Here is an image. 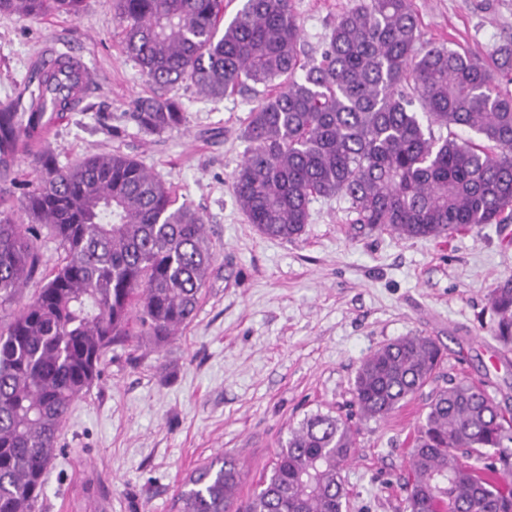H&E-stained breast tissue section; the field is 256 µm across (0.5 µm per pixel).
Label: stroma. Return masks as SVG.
Instances as JSON below:
<instances>
[{"instance_id":"1","label":"stroma","mask_w":512,"mask_h":512,"mask_svg":"<svg viewBox=\"0 0 512 512\" xmlns=\"http://www.w3.org/2000/svg\"><path fill=\"white\" fill-rule=\"evenodd\" d=\"M354 0H292L308 58ZM425 41L480 55L512 37V0H413ZM93 66L97 80L50 135L60 164L115 151L138 159L202 214L215 254L194 320L162 348L109 350L101 376L73 404L44 479L38 512H176L186 477L235 457L240 498L259 489L281 442L307 415L353 409L361 362L403 336L434 338L436 376L382 420L359 421L341 476L343 512H406L414 431L451 380L482 384L512 409V346L494 337L493 288L512 278V223L448 237L403 239L356 224L343 197L315 198L304 232L269 239L248 224L231 175L253 102L172 89L182 125L160 136L128 119L152 93L123 49L114 0L80 16L0 14V102L13 97L47 44ZM119 135H112V127Z\"/></svg>"}]
</instances>
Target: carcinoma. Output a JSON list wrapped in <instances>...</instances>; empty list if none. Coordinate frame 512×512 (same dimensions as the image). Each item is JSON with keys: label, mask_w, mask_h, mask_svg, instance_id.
<instances>
[{"label": "carcinoma", "mask_w": 512, "mask_h": 512, "mask_svg": "<svg viewBox=\"0 0 512 512\" xmlns=\"http://www.w3.org/2000/svg\"><path fill=\"white\" fill-rule=\"evenodd\" d=\"M83 0H0V13L77 16ZM127 55L162 91L191 83L212 100L253 93L247 149L232 190L262 235L299 237L315 197L342 196L370 231L438 238L512 221V41L486 58L422 40L411 0H358L329 25L321 58L304 61L292 0H117ZM263 90H258V87ZM79 104L68 75L39 70L0 102V512H37L44 474L70 409L101 374L107 351L159 348L199 308L214 253L202 215L134 157L85 156L59 165L46 144L50 109ZM130 117L160 136L184 121L162 93ZM450 130L435 137L433 127ZM465 127L484 144L451 132ZM35 187L14 196L15 154ZM64 256L43 274L38 226ZM43 285L19 300L32 280ZM494 335L512 344V280L493 289ZM442 349L402 336L360 365V419H383L433 378ZM358 429L317 412L289 430L251 498H238L230 456L195 469L177 512H343L341 469ZM407 512H512V419L468 381L437 389L418 426Z\"/></svg>", "instance_id": "carcinoma-1"}]
</instances>
